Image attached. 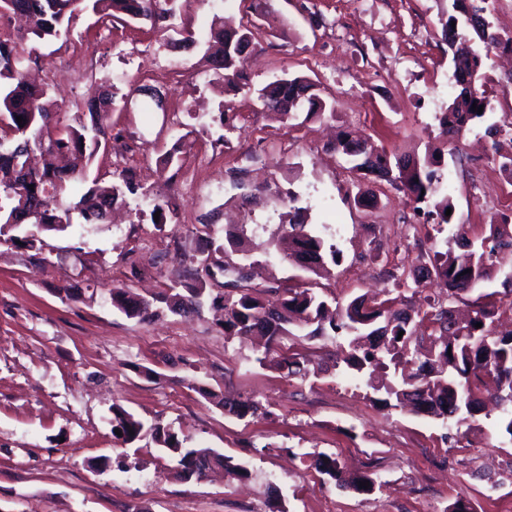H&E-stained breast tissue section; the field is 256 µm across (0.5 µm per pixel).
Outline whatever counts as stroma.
<instances>
[{"label": "stroma", "instance_id": "35a3bbf8", "mask_svg": "<svg viewBox=\"0 0 512 512\" xmlns=\"http://www.w3.org/2000/svg\"><path fill=\"white\" fill-rule=\"evenodd\" d=\"M446 0H176L175 28L196 43L178 51L156 29L91 14L69 39L23 42L30 70L58 88L66 112L105 93L129 99L109 115L112 140L91 168L103 182L131 172L137 194L105 226L44 233L39 249L0 243V512H442L456 499L475 512H512V438L500 412L462 426L376 404L365 385L336 369L334 337L288 336L304 374L260 364L256 337L228 336L214 297L238 275L253 287L312 284L350 301L385 299V269L417 266L421 247L469 236L512 213L507 172L496 151L512 150L484 127L443 135L439 117L458 92L440 22ZM220 15L250 25L259 46L243 62L235 92L204 57ZM483 66L477 89L493 118L512 121V55L471 37ZM316 82L333 118L282 124L254 91L278 78ZM235 115L224 123L225 103ZM350 130L388 154L434 151L440 195L452 221L417 217L390 182L363 178L331 150ZM180 144L174 179L159 160ZM374 206L355 204L356 193ZM157 203L174 211L152 223ZM310 224L342 258L328 276L301 271L269 250L288 224ZM242 249L224 253L226 227ZM209 258L200 312H163L142 322L112 304V289L147 296L193 284ZM252 398L262 412L244 420L216 405ZM171 428L185 446L208 447L246 463L249 479L212 469L200 480L174 476L176 462L151 439L126 462L112 434V408ZM336 454L344 472H374L387 490L336 488L311 465ZM108 457L106 469L96 466Z\"/></svg>", "mask_w": 512, "mask_h": 512}]
</instances>
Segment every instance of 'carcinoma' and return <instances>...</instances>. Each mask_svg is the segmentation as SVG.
I'll use <instances>...</instances> for the list:
<instances>
[{
    "label": "carcinoma",
    "instance_id": "carcinoma-1",
    "mask_svg": "<svg viewBox=\"0 0 512 512\" xmlns=\"http://www.w3.org/2000/svg\"><path fill=\"white\" fill-rule=\"evenodd\" d=\"M170 0H0V17L14 14L28 22L18 41L31 39L51 42L70 36V21L84 6L92 5L101 23L112 21L114 14L133 21H149L161 32L171 16ZM485 0H452V13L443 23L448 49L452 53L453 76L460 93L448 105L442 123L456 133L488 119L484 94L472 88L481 60L473 52L465 31L469 28L490 27L486 18ZM210 40L206 53L216 76L225 85L234 87L242 80L238 70L239 57L226 50L227 41L235 36L258 45L253 30L247 25L232 27L224 18L215 16L210 23ZM25 54L11 40H0V116L9 122L10 131L0 137V237L11 242L21 241L35 247L37 233L62 232L78 216L82 224L109 223L108 215L126 194L135 195L138 186L132 176L122 173L119 181L102 186L89 179L90 167L100 150L112 137L108 114L115 99L88 100L82 111L69 114L62 111L47 85L27 80L28 62ZM308 88L310 104L307 116L323 117L332 113L320 97L318 85L305 77L279 78L258 90L262 106L278 112L287 122L297 116L293 99L296 90ZM483 107V112L472 106ZM22 122H17V119ZM336 152L352 164V169L366 176L394 182L415 204H424L439 191L436 159L432 153L422 158L391 160L384 150L368 140L353 139L345 134L334 146ZM34 189H29V185ZM288 252L284 259L298 268L319 274L328 263L340 261V251L333 244L314 234L306 224H290L285 230ZM459 252H442L431 244L416 266L413 277L419 285L435 277L444 281L446 294L433 298L424 313L433 327L427 347H410L415 335L419 312L409 316L407 310L397 309L401 296L369 304L356 297L345 305H332L324 296L310 288L269 287L255 291L249 286L238 288L236 295L223 297L224 335L255 333L268 337L264 357L280 368H297L299 362L280 353L279 339L291 336L295 327L310 338L334 336L347 345L340 362L375 393L386 398L376 402L396 406L410 404L442 420L464 424L475 417L482 401L478 397L485 380L496 384L491 400L500 408V426L512 438V332L498 334L493 330L499 307L493 294H481L473 301L472 315L461 320L456 317L453 300L468 293L481 283L504 275L503 295L512 288V220L507 218L489 235L469 245L466 232L459 227L453 232ZM511 270L504 271L505 267ZM469 273H464V270ZM205 291L203 282L169 289L146 299L131 294L124 287L112 290L113 305L132 319H151L165 310L174 314L195 313L202 307ZM482 327L477 328L475 324ZM228 413L243 419L256 416L260 404L253 399L235 403L221 402ZM113 428L122 432L120 441L131 445L145 436L161 450L177 459L175 475L182 481L192 478L189 464L195 463L198 475L220 466L226 476L241 480L249 476L247 466L213 448H185L175 433L160 426L145 427L133 414L114 409ZM314 465L335 485L357 493L370 494L388 486L375 473L350 476L341 469L335 455L320 453ZM369 482V488L360 482Z\"/></svg>",
    "mask_w": 512,
    "mask_h": 512
}]
</instances>
